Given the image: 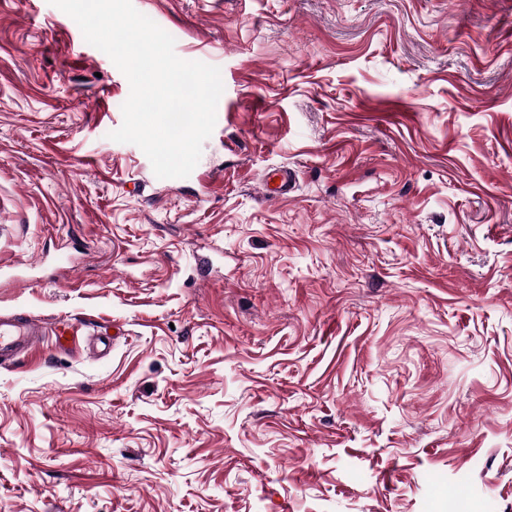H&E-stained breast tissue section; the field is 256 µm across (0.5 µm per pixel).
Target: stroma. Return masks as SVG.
Returning a JSON list of instances; mask_svg holds the SVG:
<instances>
[{
  "mask_svg": "<svg viewBox=\"0 0 512 512\" xmlns=\"http://www.w3.org/2000/svg\"><path fill=\"white\" fill-rule=\"evenodd\" d=\"M133 4L221 70L185 178L0 0V311L88 324L0 364V512H512V0ZM295 183L294 175L281 169L262 180V193L267 200H279L291 193Z\"/></svg>",
  "mask_w": 512,
  "mask_h": 512,
  "instance_id": "obj_1",
  "label": "stroma"
}]
</instances>
